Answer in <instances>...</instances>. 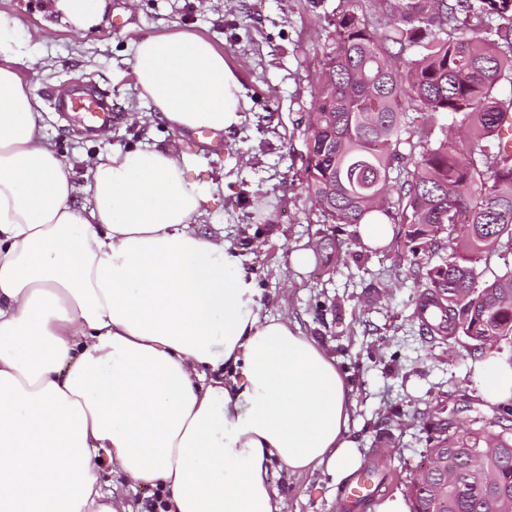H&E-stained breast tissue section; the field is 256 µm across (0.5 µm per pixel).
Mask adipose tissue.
<instances>
[{"mask_svg": "<svg viewBox=\"0 0 512 512\" xmlns=\"http://www.w3.org/2000/svg\"><path fill=\"white\" fill-rule=\"evenodd\" d=\"M108 0H56L74 33ZM0 29V512H115L112 485L158 489L159 512H283L271 465L335 482L360 462L352 389L285 317L262 315L238 248L203 232L209 184L169 147L109 150L87 181L41 126ZM150 114L228 131L244 90L202 36L134 47ZM482 398L512 403V366L476 360Z\"/></svg>", "mask_w": 512, "mask_h": 512, "instance_id": "adipose-tissue-1", "label": "adipose tissue"}]
</instances>
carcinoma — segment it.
<instances>
[{
  "mask_svg": "<svg viewBox=\"0 0 512 512\" xmlns=\"http://www.w3.org/2000/svg\"><path fill=\"white\" fill-rule=\"evenodd\" d=\"M343 2L307 117L306 188L326 224L377 212L403 225L404 247L426 257L415 271L426 333L442 343L465 338L512 365V269L485 280L476 267L512 254V149L498 131L512 112V95H502L512 87V0H387L385 34ZM411 112L426 121L450 114L466 135L407 155ZM491 426L474 419L429 438V452L448 449L457 476L432 512H486L477 485L512 498V433ZM493 440L502 452L481 454Z\"/></svg>",
  "mask_w": 512,
  "mask_h": 512,
  "instance_id": "obj_1",
  "label": "carcinoma"
}]
</instances>
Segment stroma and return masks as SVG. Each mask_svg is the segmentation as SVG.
Returning <instances> with one entry per match:
<instances>
[{
	"label": "stroma",
	"instance_id": "1",
	"mask_svg": "<svg viewBox=\"0 0 512 512\" xmlns=\"http://www.w3.org/2000/svg\"><path fill=\"white\" fill-rule=\"evenodd\" d=\"M54 4L0 0V22L25 60L44 132L74 180L83 182L87 157L110 149L156 144L192 158L191 178L213 187L203 230H219L239 248L263 314L295 320L335 357L351 386V436L361 465L380 464L387 473L379 498L406 494L426 460L435 418L459 427L478 414L504 416L480 396L471 342L438 343L414 319L416 266L401 234L383 249L365 247L355 226L333 232L308 195L305 116L333 47L329 20L340 0H111L104 22L83 34L59 27L46 41L29 40L30 30L53 20ZM179 30L210 39L245 89L242 122L217 153L199 146L196 134L127 120L148 109L130 75L133 43ZM62 88L110 101L108 139L90 135L78 113L55 112L52 98ZM331 232L336 251L318 249ZM303 248L313 260L298 272L289 254ZM269 480L285 512H338L340 496L325 471L289 476L274 468Z\"/></svg>",
	"mask_w": 512,
	"mask_h": 512
}]
</instances>
